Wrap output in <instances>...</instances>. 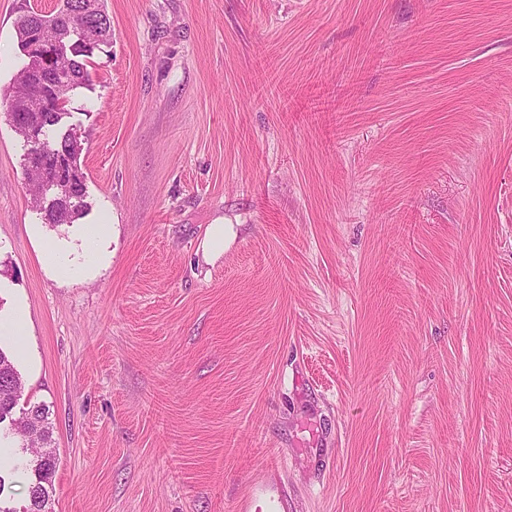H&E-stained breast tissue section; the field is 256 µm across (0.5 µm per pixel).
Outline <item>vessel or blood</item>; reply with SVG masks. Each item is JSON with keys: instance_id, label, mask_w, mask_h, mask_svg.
I'll use <instances>...</instances> for the list:
<instances>
[{"instance_id": "1", "label": "vessel or blood", "mask_w": 512, "mask_h": 512, "mask_svg": "<svg viewBox=\"0 0 512 512\" xmlns=\"http://www.w3.org/2000/svg\"><path fill=\"white\" fill-rule=\"evenodd\" d=\"M232 512H296L295 503L284 485L278 462L248 479L234 499Z\"/></svg>"}]
</instances>
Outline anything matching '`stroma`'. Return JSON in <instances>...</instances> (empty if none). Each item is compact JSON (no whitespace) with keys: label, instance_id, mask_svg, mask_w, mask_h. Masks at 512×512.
Instances as JSON below:
<instances>
[{"label":"stroma","instance_id":"35a3bbf8","mask_svg":"<svg viewBox=\"0 0 512 512\" xmlns=\"http://www.w3.org/2000/svg\"><path fill=\"white\" fill-rule=\"evenodd\" d=\"M57 3L0 0L1 94ZM105 6L53 130L73 223L0 103V347L51 512H230L273 451L297 512H512V0ZM56 155L46 157L45 164L54 172V177L64 184L66 188L62 194H53L46 203V194L40 190L38 176L24 169L29 184L33 187V200L36 206L43 210L46 220L50 224H70L78 215V205L73 199H81L84 196V173L78 164V154L70 151L68 142L60 140L56 142ZM61 157L59 162L58 157ZM238 225L212 224L210 232L203 242V255L207 260L217 259L237 236ZM22 392L20 374L9 355L0 347V447L5 436L16 439L22 451L31 457L28 465L34 475L28 487L27 505L22 510L3 508L0 501V512H49L52 478L58 462L55 448L51 447V413L47 405L38 404L21 408L16 416L15 409ZM6 421L8 425L2 428Z\"/></svg>","mask_w":512,"mask_h":512}]
</instances>
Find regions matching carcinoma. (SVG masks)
<instances>
[{
  "instance_id": "cac0c4a2",
  "label": "carcinoma",
  "mask_w": 512,
  "mask_h": 512,
  "mask_svg": "<svg viewBox=\"0 0 512 512\" xmlns=\"http://www.w3.org/2000/svg\"><path fill=\"white\" fill-rule=\"evenodd\" d=\"M46 26L58 43L73 47L69 56L46 65L47 73L56 82H63L70 91L89 82L86 67L96 48L112 36L111 21L104 8V0H60V6L39 20V26ZM38 26L32 25L28 14L17 21V37L21 50H26L29 42L36 40L34 32ZM38 82L30 80L29 71L21 69L8 93L6 104L24 105V111L14 113V121H45V128L52 127L46 120L47 114L65 109L66 103H58L51 98L46 100L35 95ZM45 164L54 172V177L64 184L65 191L51 199L40 190L38 176L25 172L33 187V200L44 211L50 224H70L78 215L75 200L84 196V173L78 164V155L72 153L68 142H56V154L46 157ZM23 384L20 374L9 355L0 348V440L5 437L16 439L22 451L30 456L29 466L34 480L28 487V503L24 508H3L0 512H48L52 478L58 458L51 447L52 422L50 409L45 404L17 409L22 397Z\"/></svg>"
}]
</instances>
